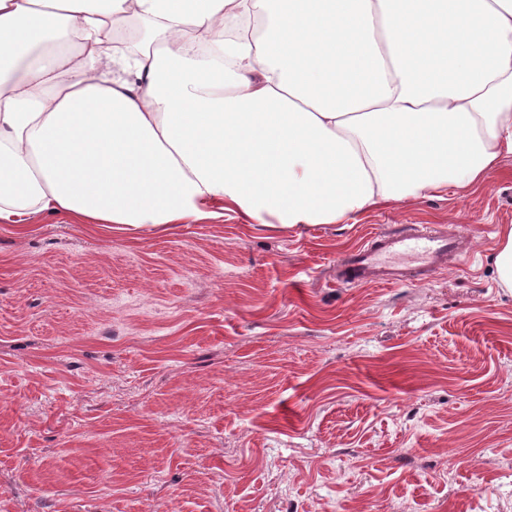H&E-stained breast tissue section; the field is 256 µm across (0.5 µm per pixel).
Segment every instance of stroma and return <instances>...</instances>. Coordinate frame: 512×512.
I'll list each match as a JSON object with an SVG mask.
<instances>
[{
    "instance_id": "obj_1",
    "label": "stroma",
    "mask_w": 512,
    "mask_h": 512,
    "mask_svg": "<svg viewBox=\"0 0 512 512\" xmlns=\"http://www.w3.org/2000/svg\"><path fill=\"white\" fill-rule=\"evenodd\" d=\"M468 238L339 286L372 233ZM512 156L341 224L0 223V512H512ZM497 276L503 288L512 290V226L502 232L501 244L495 256Z\"/></svg>"
}]
</instances>
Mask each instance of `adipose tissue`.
Here are the masks:
<instances>
[{
  "instance_id": "1",
  "label": "adipose tissue",
  "mask_w": 512,
  "mask_h": 512,
  "mask_svg": "<svg viewBox=\"0 0 512 512\" xmlns=\"http://www.w3.org/2000/svg\"><path fill=\"white\" fill-rule=\"evenodd\" d=\"M133 12L160 41L128 54ZM506 155L512 0H0L2 223L339 224Z\"/></svg>"
}]
</instances>
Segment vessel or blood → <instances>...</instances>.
I'll list each match as a JSON object with an SVG mask.
<instances>
[{
  "label": "vessel or blood",
  "instance_id": "1",
  "mask_svg": "<svg viewBox=\"0 0 512 512\" xmlns=\"http://www.w3.org/2000/svg\"><path fill=\"white\" fill-rule=\"evenodd\" d=\"M463 244L459 234L426 224H406L395 231L371 236L336 265L340 285H394L410 273L421 277L447 267Z\"/></svg>",
  "mask_w": 512,
  "mask_h": 512
}]
</instances>
